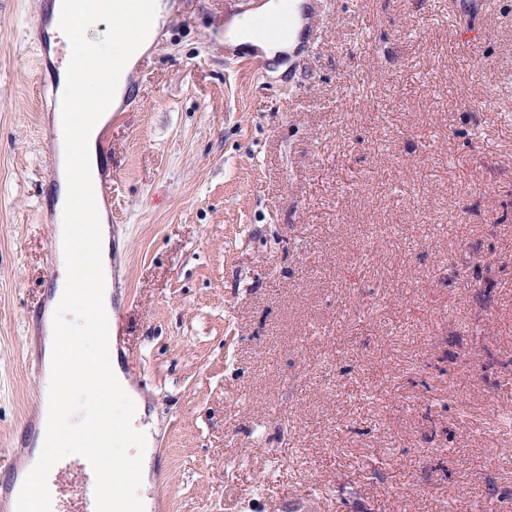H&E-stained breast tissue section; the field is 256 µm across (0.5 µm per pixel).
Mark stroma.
<instances>
[{
  "instance_id": "obj_1",
  "label": "stroma",
  "mask_w": 512,
  "mask_h": 512,
  "mask_svg": "<svg viewBox=\"0 0 512 512\" xmlns=\"http://www.w3.org/2000/svg\"><path fill=\"white\" fill-rule=\"evenodd\" d=\"M35 0H0V448L25 455L55 268ZM168 0L112 154V348L143 512H512V0H332L302 66ZM451 3L452 7L448 9V21L453 24H456L457 19L461 17V13L486 16L493 11L496 5L495 0H460Z\"/></svg>"
}]
</instances>
